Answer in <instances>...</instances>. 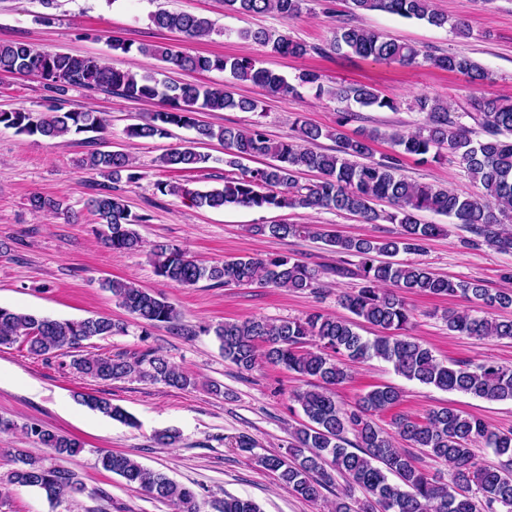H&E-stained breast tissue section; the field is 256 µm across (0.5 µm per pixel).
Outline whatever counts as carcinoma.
<instances>
[{"mask_svg": "<svg viewBox=\"0 0 512 512\" xmlns=\"http://www.w3.org/2000/svg\"><path fill=\"white\" fill-rule=\"evenodd\" d=\"M310 2L224 0V10L243 15L273 13L291 21L310 10ZM349 4L354 14L385 12L424 20L436 27L448 24L458 35L469 34L465 21H452L435 11L431 0H349ZM151 21L187 40L219 33L208 18L163 8L151 15ZM239 36L282 56L323 52V48L286 33L276 35L257 29L241 31ZM111 47L124 53L134 50L166 64L170 70L227 72L234 80L249 81L271 96L286 97L299 87L310 86L318 95L341 104L336 127L324 130L298 119L295 134L274 140L260 123L248 127L202 124L196 118L199 112H255L259 102L237 98L223 84H180L163 78V71L158 69L133 72L113 67L96 56L37 49L23 41L0 43V72L38 78L58 95L69 87H80L130 100L158 101L160 108L130 125L127 136L164 138L173 127L195 131L193 144L173 147L159 158V166L170 171H196L218 161L197 150V143L216 140L224 146V166L232 172L224 175L222 188L192 190L159 181L156 189L163 195H181L198 207L213 209L336 210L356 215L368 224L386 222L401 227L398 237L377 239L345 237L328 224L274 222L255 226L257 234L276 239L300 233L315 237L339 254L341 262L348 264L356 259L353 275L359 280L357 288L339 295L341 306L352 314L350 318L320 313L294 319L254 317L226 321L213 329L224 359L239 370L251 371L263 360L310 379V388L295 395L309 424L293 433L287 455H264L258 458L259 465L277 474L297 496L310 502L322 498L323 492L335 485V475L343 476L347 487L336 492L334 512H512V430H495L479 417L443 406L429 411L422 420L398 413L392 419L393 430L388 432L378 426L375 417L401 404V390L391 385L368 391L351 409L341 407L336 400V389L350 379L348 364L378 359L391 364L398 375L442 391L512 401V367L494 360L448 366L407 334L415 316L409 296L460 294L475 308L446 311L443 319L448 330L480 339L512 338V320H499L492 314L496 309L512 307V288L492 293L476 281H453L425 266L392 260L401 251H423L429 240L443 232L442 225L423 222L424 213L444 215L463 225L473 234L468 240L471 246L512 251V233L505 228L512 223V100L475 95L469 110L460 114L444 100L418 95L412 110L420 114V119L412 130L383 133L362 127L350 136L345 128L358 118L350 111L351 103L394 110L396 102L367 85L340 84L328 89L315 70H302L290 81L248 56L189 54L147 44L134 48L120 40L112 41ZM330 48L403 65H431L463 74L478 85L488 79L485 69L467 55H435L351 22L336 28ZM464 117L470 118L475 127L465 125ZM0 125L19 135L52 140L72 133H100L107 123L93 110L65 111L59 104L37 113L1 110ZM322 138L334 141L336 148L331 152L318 150ZM380 139L390 144V151L376 157L373 143ZM447 153L480 184L482 195L462 197L449 188L408 181L401 174L407 156L428 163L439 161ZM259 158L264 162L256 167L244 164ZM85 166L106 178L89 200L98 223L105 227L104 245L119 253L140 250L142 240L132 226L147 222L148 215L132 213L115 187L121 181L136 183L141 179L132 158L119 150H96L88 154ZM304 171L317 172V181L300 183L299 174ZM380 200L386 201L390 210H377L374 204ZM29 202L31 210L38 213L56 212L62 206L60 201L39 194L32 195ZM150 255L157 276L183 287L211 281L225 287L258 284L305 292L316 290L319 281L318 271L287 255L246 256L204 265L168 243L152 244ZM105 288L144 328L172 325L178 320L177 309L165 297L132 281L109 279ZM364 324L379 328L380 334L372 338L361 335L358 329ZM124 328L106 316L56 319L0 306V346L21 343L29 355L45 359L70 353L72 368L97 380L134 375L180 390L191 385L188 375L156 350L148 349L133 357L80 352L83 342L109 337ZM81 398L89 408L114 421L131 428L138 425L133 415L110 398L94 394ZM17 429L58 459L83 449L78 439L41 424L19 427L0 417V433ZM401 441L407 447H398ZM476 446L491 449L500 462L482 463L475 454ZM412 448L445 463L449 481L440 483L429 478L415 465ZM10 456L12 468L0 479V488H31L50 502L86 492L78 475L59 463L47 464L45 458L25 448L11 449ZM98 463L126 485L174 505L177 512H201L205 504L213 512H261L254 501L231 495L203 501L196 490L143 466L126 453L101 451ZM357 490L363 498L355 497Z\"/></svg>", "mask_w": 512, "mask_h": 512, "instance_id": "cac0c4a2", "label": "carcinoma"}]
</instances>
